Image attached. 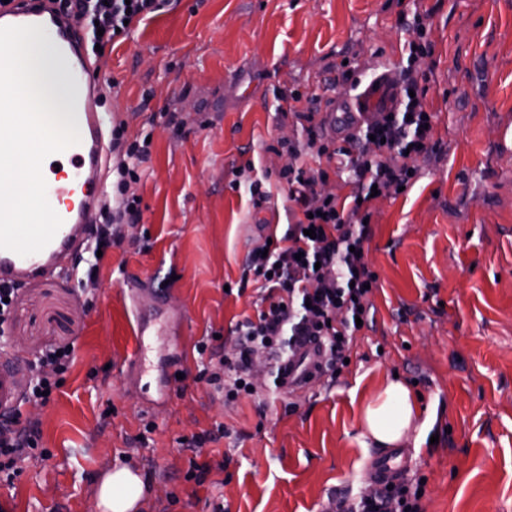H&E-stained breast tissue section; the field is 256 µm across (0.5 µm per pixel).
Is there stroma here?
<instances>
[{"label":"stroma","mask_w":512,"mask_h":512,"mask_svg":"<svg viewBox=\"0 0 512 512\" xmlns=\"http://www.w3.org/2000/svg\"><path fill=\"white\" fill-rule=\"evenodd\" d=\"M417 11L430 14L416 70L443 152L420 160L404 194L370 205L378 288L350 363L290 394L265 374L258 395L225 403L198 381L195 346L218 331L217 355L231 352L232 325L261 295L224 287L287 228L281 144L302 131L277 94L320 109L347 97L344 60L400 78L402 19ZM95 58L102 111L126 139L151 136L129 186L142 221L95 278L48 276L14 298L6 350L28 361L71 344L75 358L50 403L20 409L51 456L0 482V512H95L97 479L121 465L145 474L140 512H325L371 488L377 449L359 436L357 398L394 378L423 397L425 435L397 446L425 481L422 512H512V0H166ZM249 160L269 181L258 205L228 186ZM220 425L224 437L186 448ZM192 457L211 466L203 484L186 477Z\"/></svg>","instance_id":"1"}]
</instances>
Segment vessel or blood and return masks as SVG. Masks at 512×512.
<instances>
[{
	"mask_svg": "<svg viewBox=\"0 0 512 512\" xmlns=\"http://www.w3.org/2000/svg\"><path fill=\"white\" fill-rule=\"evenodd\" d=\"M41 28L40 69L47 87L62 85L63 111L77 119L80 140L65 151L71 161L69 174L51 178L46 197L62 225L52 241L41 251L21 256L0 249V286H19L62 269L68 256L77 251V236L84 223L94 217L93 190L104 183L107 119L101 110L102 87L92 78L76 21L55 8L51 0H12L10 8L0 10V27ZM397 104L392 81L379 80L359 96L335 99L325 107V116L335 135H346V122L361 124L379 112H389ZM28 372L13 354H0V408L13 409L27 387ZM368 468L376 479L391 481L406 471L396 455L374 456Z\"/></svg>",
	"mask_w": 512,
	"mask_h": 512,
	"instance_id": "b4317fda",
	"label": "vessel or blood"
}]
</instances>
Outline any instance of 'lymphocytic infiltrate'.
I'll return each mask as SVG.
<instances>
[{"instance_id": "1", "label": "lymphocytic infiltrate", "mask_w": 512, "mask_h": 512, "mask_svg": "<svg viewBox=\"0 0 512 512\" xmlns=\"http://www.w3.org/2000/svg\"><path fill=\"white\" fill-rule=\"evenodd\" d=\"M58 9L72 14L92 44L107 45L117 37V28L139 24L156 13L162 0H55ZM411 50L403 67L400 97L395 111L384 113L366 124L343 146L330 147L319 135L315 109L305 106L298 90L281 94L279 112L292 114L306 133L304 140L286 144L291 158L278 174L286 184L291 223L282 235L272 238L268 248H255L250 254L245 275L264 289L256 316L236 321L234 353L220 357L213 370L200 377L225 401L253 395L251 365L257 351L269 354L273 385L285 386V367L298 355L299 337L317 338L321 357L307 379L322 375L337 376L351 352L356 321L369 315L370 286L378 277L368 266L364 245L369 239L372 214L368 209L371 192L379 196L397 195L399 187L414 185L420 175L418 159L441 149L432 124L434 114L427 110L426 91L413 75L412 64L430 52L427 24L415 15L408 27ZM123 127L112 130L113 146H124L126 163L118 169L115 201L104 204L102 225L94 237L95 248L102 249L120 238L121 227L141 221L137 198L128 194L138 181V167L148 156L147 144L124 141ZM343 175L351 192L345 197L325 192L330 172ZM74 360V348L49 346L31 362L32 376L25 401L47 404V392L59 386L58 378ZM38 430L24 428L0 431V480L13 482L23 462L33 451L49 458L39 448ZM420 479L380 484L377 490L343 499L339 512H421Z\"/></svg>"}]
</instances>
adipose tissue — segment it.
<instances>
[{
  "label": "adipose tissue",
  "mask_w": 512,
  "mask_h": 512,
  "mask_svg": "<svg viewBox=\"0 0 512 512\" xmlns=\"http://www.w3.org/2000/svg\"><path fill=\"white\" fill-rule=\"evenodd\" d=\"M421 407L406 384L387 381L361 407L359 424L363 438L376 447L399 444L409 431H423ZM146 483L143 476L128 467L107 473L100 481L95 506L98 512H138Z\"/></svg>",
  "instance_id": "adipose-tissue-1"
}]
</instances>
